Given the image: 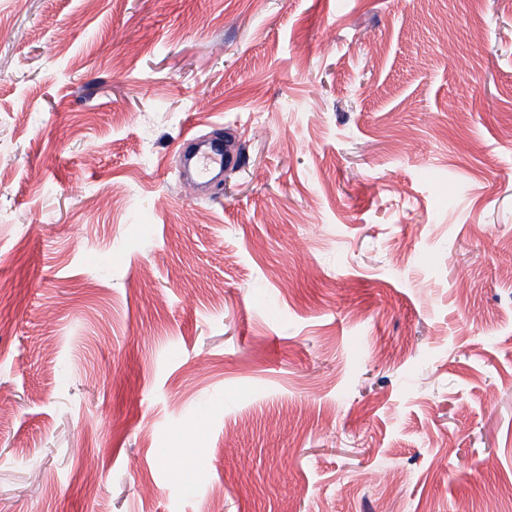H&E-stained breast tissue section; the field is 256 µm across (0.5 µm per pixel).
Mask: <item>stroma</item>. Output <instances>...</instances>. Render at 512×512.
Segmentation results:
<instances>
[{"label": "stroma", "instance_id": "stroma-1", "mask_svg": "<svg viewBox=\"0 0 512 512\" xmlns=\"http://www.w3.org/2000/svg\"><path fill=\"white\" fill-rule=\"evenodd\" d=\"M0 408V512H512V0H0ZM224 146L222 142L212 144L208 150L202 152L195 161L199 177L210 175L216 168L223 169Z\"/></svg>", "mask_w": 512, "mask_h": 512}]
</instances>
